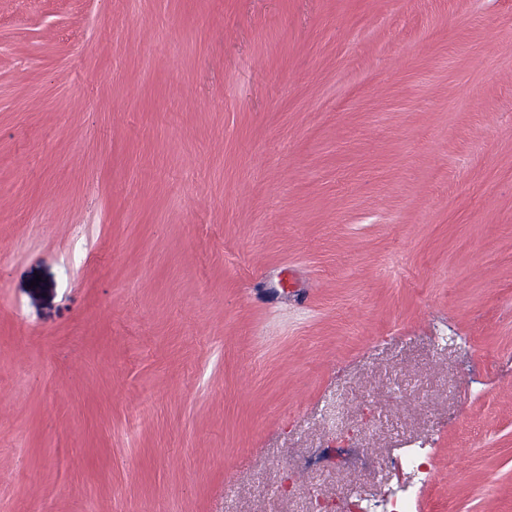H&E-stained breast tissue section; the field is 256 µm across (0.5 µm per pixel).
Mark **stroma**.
<instances>
[{
  "mask_svg": "<svg viewBox=\"0 0 512 512\" xmlns=\"http://www.w3.org/2000/svg\"><path fill=\"white\" fill-rule=\"evenodd\" d=\"M0 246V512H512V0H0ZM425 447L407 448L387 462L393 469L408 473L412 477L409 483L391 486L377 499L357 497L345 512H412L422 477L428 474L426 459L430 448Z\"/></svg>",
  "mask_w": 512,
  "mask_h": 512,
  "instance_id": "stroma-1",
  "label": "stroma"
}]
</instances>
